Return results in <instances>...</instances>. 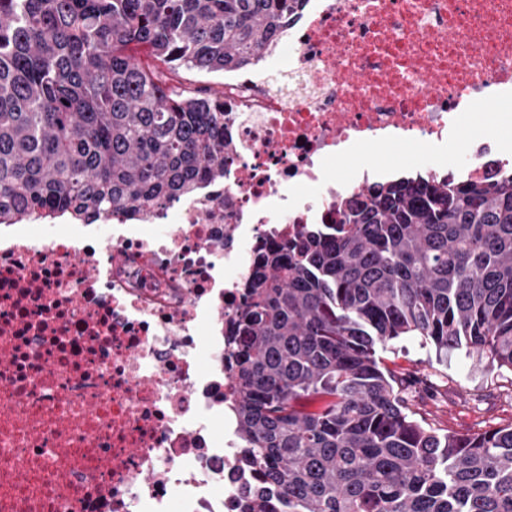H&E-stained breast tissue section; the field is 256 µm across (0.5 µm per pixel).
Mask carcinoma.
Segmentation results:
<instances>
[{
  "label": "carcinoma",
  "mask_w": 512,
  "mask_h": 512,
  "mask_svg": "<svg viewBox=\"0 0 512 512\" xmlns=\"http://www.w3.org/2000/svg\"><path fill=\"white\" fill-rule=\"evenodd\" d=\"M306 0H0V224L135 216L224 179V102L171 85L270 53ZM260 252L230 353L243 512H512V426L441 433L377 349L512 369V174L408 177Z\"/></svg>",
  "instance_id": "carcinoma-1"
}]
</instances>
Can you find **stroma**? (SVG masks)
<instances>
[{"label": "stroma", "mask_w": 512, "mask_h": 512, "mask_svg": "<svg viewBox=\"0 0 512 512\" xmlns=\"http://www.w3.org/2000/svg\"><path fill=\"white\" fill-rule=\"evenodd\" d=\"M378 355L398 379L409 382L410 413L440 432L466 434L512 425V370L463 348L438 361L434 347L417 335L390 341Z\"/></svg>", "instance_id": "1"}]
</instances>
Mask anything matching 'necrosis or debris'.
Instances as JSON below:
<instances>
[{"label":"necrosis or debris","instance_id":"obj_1","mask_svg":"<svg viewBox=\"0 0 512 512\" xmlns=\"http://www.w3.org/2000/svg\"><path fill=\"white\" fill-rule=\"evenodd\" d=\"M224 74V179L132 219L0 227V512H241L227 360L259 249L338 221L415 147L494 183L512 130V0H308ZM355 161L358 173H337ZM223 418V434L214 421ZM417 157L415 148L407 145L396 144L377 151V158L384 164H403L412 162Z\"/></svg>","mask_w":512,"mask_h":512}]
</instances>
